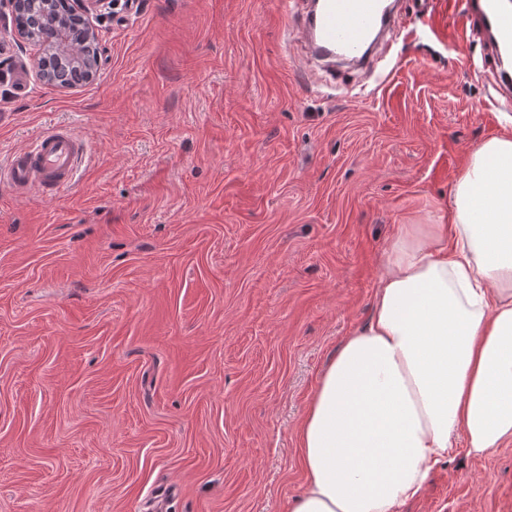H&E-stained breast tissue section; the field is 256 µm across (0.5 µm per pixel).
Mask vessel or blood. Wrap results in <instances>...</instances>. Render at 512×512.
Returning a JSON list of instances; mask_svg holds the SVG:
<instances>
[{"label": "vessel or blood", "mask_w": 512, "mask_h": 512, "mask_svg": "<svg viewBox=\"0 0 512 512\" xmlns=\"http://www.w3.org/2000/svg\"><path fill=\"white\" fill-rule=\"evenodd\" d=\"M286 15V42L300 45L313 60L356 66L377 63V39L392 41L403 24L401 7L383 0H308L303 14L290 8ZM463 23L466 31L486 39L495 63L493 79L503 97L512 96V70L502 57L512 48V9L499 7L497 0H464ZM81 158V142L73 131L52 127L12 155L6 177L18 193L52 196L73 183Z\"/></svg>", "instance_id": "vessel-or-blood-1"}]
</instances>
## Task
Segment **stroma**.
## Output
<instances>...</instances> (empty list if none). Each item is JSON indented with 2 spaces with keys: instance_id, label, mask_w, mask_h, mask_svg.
I'll list each match as a JSON object with an SVG mask.
<instances>
[{
  "instance_id": "1",
  "label": "stroma",
  "mask_w": 512,
  "mask_h": 512,
  "mask_svg": "<svg viewBox=\"0 0 512 512\" xmlns=\"http://www.w3.org/2000/svg\"><path fill=\"white\" fill-rule=\"evenodd\" d=\"M374 74L303 76L281 0L90 16L96 79L58 89L0 23V164L85 145L55 197L0 181V512H284L296 428L372 313L398 224H434L512 110L448 0ZM399 512H512V444L458 449Z\"/></svg>"
}]
</instances>
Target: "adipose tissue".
Instances as JSON below:
<instances>
[{
  "label": "adipose tissue",
  "instance_id": "ef3b65f1",
  "mask_svg": "<svg viewBox=\"0 0 512 512\" xmlns=\"http://www.w3.org/2000/svg\"><path fill=\"white\" fill-rule=\"evenodd\" d=\"M363 325L296 430L286 512H398L463 444L512 442V136L476 144L437 224H400Z\"/></svg>",
  "mask_w": 512,
  "mask_h": 512
}]
</instances>
